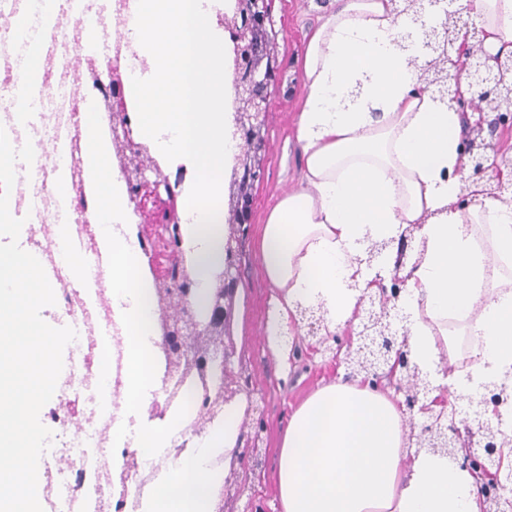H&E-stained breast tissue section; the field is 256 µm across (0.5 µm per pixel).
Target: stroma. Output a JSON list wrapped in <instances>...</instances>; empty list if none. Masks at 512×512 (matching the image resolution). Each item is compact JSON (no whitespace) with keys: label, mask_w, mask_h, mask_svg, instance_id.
Here are the masks:
<instances>
[{"label":"stroma","mask_w":512,"mask_h":512,"mask_svg":"<svg viewBox=\"0 0 512 512\" xmlns=\"http://www.w3.org/2000/svg\"><path fill=\"white\" fill-rule=\"evenodd\" d=\"M327 0H270L269 10L277 33L274 54L279 63L278 84L273 95L267 126L266 172L253 189L251 226L245 240L242 262L243 292L233 334L245 350L244 365L260 397L263 425L250 456L254 464L247 475H232L238 485L248 479L251 498L234 501V512H245L253 504L263 512H280L277 493V453L281 429L292 411L320 386L339 378L327 360L312 353L304 332L284 329L282 346L288 359L270 349L266 337L271 288L259 257V239L266 218L283 195L300 185L304 160L295 138L302 106L300 69L308 40L320 19L331 11Z\"/></svg>","instance_id":"1"}]
</instances>
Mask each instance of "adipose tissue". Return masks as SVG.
<instances>
[{
  "instance_id": "adipose-tissue-1",
  "label": "adipose tissue",
  "mask_w": 512,
  "mask_h": 512,
  "mask_svg": "<svg viewBox=\"0 0 512 512\" xmlns=\"http://www.w3.org/2000/svg\"><path fill=\"white\" fill-rule=\"evenodd\" d=\"M483 32L486 58L512 54V0H460ZM390 0H336L312 33L302 64L296 125L304 169L298 192L282 198L262 228L260 258L272 289L267 339L299 307L324 303L331 333L356 324V301L375 276L400 272L397 306L409 330L408 356L438 393L464 398L512 372V204L487 198L457 205L463 119L420 90L414 51ZM360 90L351 99L352 90ZM104 227L129 214L111 191L99 156ZM415 225L416 251L361 263L360 239L398 238ZM138 259L112 242V288L130 300L126 326L128 411L139 415L153 388V340L138 326L149 305L137 291ZM471 336L466 353L451 338ZM409 430L393 397L339 380L292 414L278 453L282 512H480L474 475L427 450L407 454ZM208 449L176 464L158 484L152 512H209Z\"/></svg>"
}]
</instances>
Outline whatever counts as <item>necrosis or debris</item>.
Instances as JSON below:
<instances>
[{
    "label": "necrosis or debris",
    "mask_w": 512,
    "mask_h": 512,
    "mask_svg": "<svg viewBox=\"0 0 512 512\" xmlns=\"http://www.w3.org/2000/svg\"><path fill=\"white\" fill-rule=\"evenodd\" d=\"M135 14L134 0H53L48 12L39 0H24L21 9L0 16V126L13 146L32 143L38 157L36 167L16 165L9 210L26 221L21 248L37 253L43 268L53 272L50 284L56 303L42 309V318L77 333L66 348L55 393L40 411L42 424L52 432L38 474V496L46 512H115L119 501H140L143 494L154 493L158 473L195 455L206 441L192 433L204 416L200 388L189 379L173 395L163 377L157 379L151 400L161 403L163 422L178 428L163 455L149 457L118 440V425L132 426L136 420L126 413L123 331L112 297V268L103 264L102 257L109 237L133 245L139 255L140 280L156 305L160 299L153 258L159 248L137 231L133 217L104 232L99 205L86 192L82 106L94 103L104 153L112 159L114 188L127 195L120 163L113 158L115 115L104 103L103 71L115 57L126 72L149 73L132 26ZM21 16L42 43L41 75L35 83L24 82L21 72V53L27 46L15 23ZM22 92L39 103L24 121L17 118ZM62 184L69 196L65 206L59 202ZM60 223L69 225L77 241L68 259L53 245ZM74 260L99 267L93 284L72 277Z\"/></svg>",
    "instance_id": "obj_1"
}]
</instances>
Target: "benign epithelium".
<instances>
[{"label":"benign epithelium","instance_id":"benign-epithelium-1","mask_svg":"<svg viewBox=\"0 0 512 512\" xmlns=\"http://www.w3.org/2000/svg\"><path fill=\"white\" fill-rule=\"evenodd\" d=\"M398 16L408 20L402 37L405 48L415 50L422 58L419 81L448 104V108L464 116L467 128L462 137L468 168H459L455 175L475 187L467 193L469 202L478 197H502L500 187L486 178L487 151L494 154V168L512 173V155L499 152L482 137L483 129L494 132L495 125L512 128V116L499 114L486 120L484 108L512 112V56L490 68L481 61L480 43L468 44L462 13L456 0H392ZM230 41L238 54L233 70L230 94L235 99L234 136L240 151L234 158V169L227 188V235L224 243V264L211 278L208 288L207 314L195 309L192 288L181 282L192 278L182 263L178 240L172 229L180 223L179 195L175 186L180 173L166 172L135 141L123 113L121 90L125 73L118 65L108 64L106 78L112 90V111L118 113L112 139L121 153L123 169L131 189L129 201L140 223L150 230L161 244L165 263L159 271L160 293L167 299V317L173 335L165 337L167 350L174 355L173 366L187 361L210 370H220L224 384V404L235 401L242 392L240 376L244 370L232 328L236 318L242 286V255L240 243L250 224L252 190L264 178V148L275 65L271 45L276 32L268 10V0H235L232 22L227 26ZM468 72L467 89L456 81V74ZM391 247L389 241L367 240L365 263L374 262ZM403 280L395 275L391 286H380L378 292H362L358 307L363 313L361 343L357 349L337 348L332 359L346 365V376L362 377L380 387L384 379L399 374L398 393L402 406L410 416L411 425L421 418L416 448L444 452L461 466L482 476L480 484L481 512H512V469L502 470V449L512 446V434L502 428L499 407L508 402L506 382L482 383L468 398V409L462 417L444 422L436 408L448 407L441 399L428 400L431 381L407 359L408 328L394 323L392 310L399 300ZM304 326L307 335L320 344L336 339L328 331L327 310L323 304L300 308L292 326ZM493 408L497 422L488 419Z\"/></svg>","mask_w":512,"mask_h":512}]
</instances>
